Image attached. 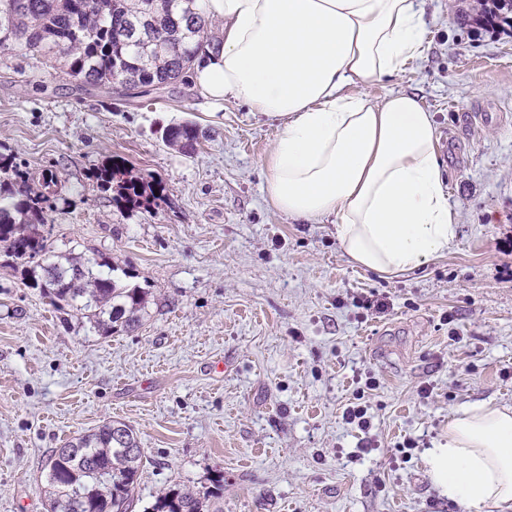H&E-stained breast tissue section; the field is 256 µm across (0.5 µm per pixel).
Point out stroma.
Wrapping results in <instances>:
<instances>
[{"label":"stroma","instance_id":"obj_1","mask_svg":"<svg viewBox=\"0 0 512 512\" xmlns=\"http://www.w3.org/2000/svg\"><path fill=\"white\" fill-rule=\"evenodd\" d=\"M471 5L425 0L423 56L355 87L418 95L457 214L456 247L397 276L354 265L333 219L270 206L278 122L213 104L188 74L126 98L0 57V155L32 191L48 174L61 186L41 233L148 290L141 326L102 336L27 287L0 245V512H47V457L109 420L144 450L132 512L169 487L219 489L224 512H468L425 451L463 405L512 407V27L476 25ZM184 122L201 134L191 157L162 139ZM110 165L142 183L140 202L98 187ZM369 296L384 308L356 305ZM359 394L366 436L342 418Z\"/></svg>","mask_w":512,"mask_h":512}]
</instances>
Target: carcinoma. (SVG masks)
I'll return each instance as SVG.
<instances>
[{
  "instance_id": "carcinoma-1",
  "label": "carcinoma",
  "mask_w": 512,
  "mask_h": 512,
  "mask_svg": "<svg viewBox=\"0 0 512 512\" xmlns=\"http://www.w3.org/2000/svg\"><path fill=\"white\" fill-rule=\"evenodd\" d=\"M479 21L512 23V0H477ZM208 36L201 0H0V54L46 62L63 60L66 75L105 89L166 86L194 63ZM168 145L190 156L199 140L188 122L163 132ZM140 194L124 167L99 175ZM44 192L32 194L28 174L14 159L0 158V242L5 255L24 268L26 286L51 303L68 306L103 335L138 327L148 291L130 282L132 273L95 253L89 258L55 252L38 227L58 193V181L43 178ZM143 458L137 436L126 424L109 421L53 451L47 483L49 512H129L138 494ZM212 491L166 489L149 512H224Z\"/></svg>"
}]
</instances>
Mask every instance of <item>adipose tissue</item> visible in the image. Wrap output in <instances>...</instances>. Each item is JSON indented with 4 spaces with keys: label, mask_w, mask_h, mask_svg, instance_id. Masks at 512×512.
Instances as JSON below:
<instances>
[{
    "label": "adipose tissue",
    "mask_w": 512,
    "mask_h": 512,
    "mask_svg": "<svg viewBox=\"0 0 512 512\" xmlns=\"http://www.w3.org/2000/svg\"><path fill=\"white\" fill-rule=\"evenodd\" d=\"M202 2L220 26L193 79L205 97L278 122L262 161L274 209L334 218L350 260L379 274L415 271L455 247L431 113L404 90L379 102L351 90L423 55L422 0ZM426 463L450 501L512 512V407H461Z\"/></svg>",
    "instance_id": "1"
}]
</instances>
